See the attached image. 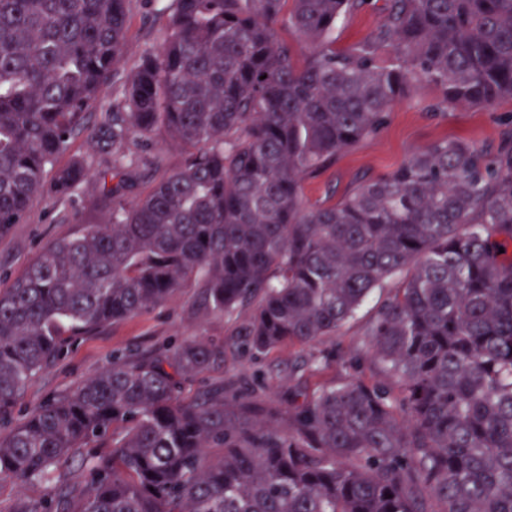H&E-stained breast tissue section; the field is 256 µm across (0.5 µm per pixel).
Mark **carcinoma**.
<instances>
[{
    "instance_id": "1",
    "label": "carcinoma",
    "mask_w": 512,
    "mask_h": 512,
    "mask_svg": "<svg viewBox=\"0 0 512 512\" xmlns=\"http://www.w3.org/2000/svg\"><path fill=\"white\" fill-rule=\"evenodd\" d=\"M128 3L0 0L1 234L90 177L57 159L122 57ZM288 4L314 47L301 64L274 28ZM362 4L172 0L100 132L113 150L162 129L183 161L135 202L106 191L103 223L0 291V419L67 337L192 285L201 311L241 319L234 346L265 354L318 344L398 279L366 332L394 387L333 379L289 409L234 386L186 401L182 380L224 347L122 353L0 440V481L57 483L13 512H512V149L437 140L328 206L302 186L420 82L440 112L512 100V0H387L373 38L332 48ZM119 426L83 485L61 480Z\"/></svg>"
}]
</instances>
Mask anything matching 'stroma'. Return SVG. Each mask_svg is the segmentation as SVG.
<instances>
[{"label": "stroma", "instance_id": "obj_1", "mask_svg": "<svg viewBox=\"0 0 512 512\" xmlns=\"http://www.w3.org/2000/svg\"><path fill=\"white\" fill-rule=\"evenodd\" d=\"M384 6L385 0H366L356 13L342 19L332 33L336 49L344 51L369 38L382 20ZM170 12L171 0H130L124 58L99 89L98 111L93 112L84 131L59 158L63 166L73 158L83 159L91 175L71 199L59 201L48 195L36 199L24 223L0 234V290L12 286L47 242L69 234L77 225L103 220L105 212L99 204L103 186L118 187L126 201L131 202L147 193L154 179L180 165L181 146L161 130L153 138H134L121 145L129 165V175L123 183L112 178L103 183L98 178L112 162L111 154L103 150L99 141L101 115L112 111L133 62L159 44ZM440 96V90L433 84H418L395 104L387 123L376 135L337 154L319 174L305 178L306 204H333L360 182L391 174L411 152L436 140L469 141L490 160L504 145L512 143V101L503 100L491 109L459 107L433 111L432 106ZM198 295V288H183L170 301L148 313L70 337L63 355L26 382L12 411L13 422H21L29 410L97 375L115 354H148L189 339L221 342L225 348L223 364L183 380L181 394L188 399L217 385L238 382L257 390L272 404L284 407L291 402L301 403L322 378L360 376L372 382L380 379L370 361L364 331L381 304L384 291H374L354 319L322 341L320 348L328 367L319 377L302 368L310 353L306 347L286 346L255 358L242 354L230 344L236 320L198 311Z\"/></svg>", "mask_w": 512, "mask_h": 512}]
</instances>
